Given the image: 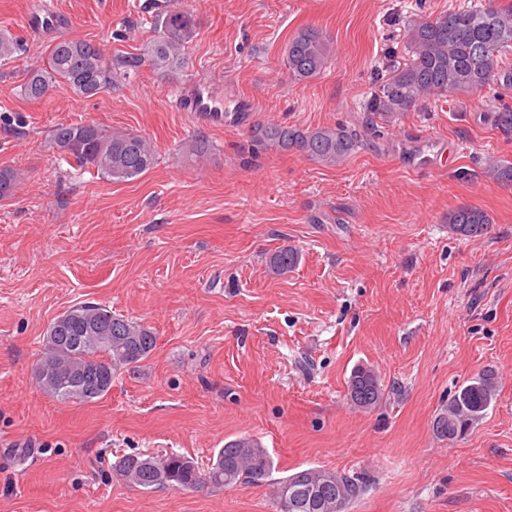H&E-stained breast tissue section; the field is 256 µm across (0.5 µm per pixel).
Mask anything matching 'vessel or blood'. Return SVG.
<instances>
[{
    "label": "vessel or blood",
    "mask_w": 512,
    "mask_h": 512,
    "mask_svg": "<svg viewBox=\"0 0 512 512\" xmlns=\"http://www.w3.org/2000/svg\"><path fill=\"white\" fill-rule=\"evenodd\" d=\"M175 106L179 111L192 113L198 120L218 127L255 109L254 104L246 100L235 102L232 109H225L223 92L207 80H198L182 87Z\"/></svg>",
    "instance_id": "vessel-or-blood-1"
}]
</instances>
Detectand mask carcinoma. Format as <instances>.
I'll return each instance as SVG.
<instances>
[{
    "instance_id": "obj_1",
    "label": "carcinoma",
    "mask_w": 512,
    "mask_h": 512,
    "mask_svg": "<svg viewBox=\"0 0 512 512\" xmlns=\"http://www.w3.org/2000/svg\"><path fill=\"white\" fill-rule=\"evenodd\" d=\"M155 37L142 51L109 53L91 40H61L47 48L43 64L29 69L22 91L30 100H41L54 90H71L91 98L112 91L121 82L149 67L164 76L183 67L185 50L195 34L193 16L170 8L154 16ZM413 52L410 63L391 71L369 103L372 112L395 115L417 103L459 92H477L494 79L512 85V71L502 68V53L512 46V6L450 11L423 19L409 29ZM21 50L20 42L0 32V60ZM330 53L328 41L314 29L303 28L288 41L284 66L288 77L302 82L320 75ZM54 144L79 168H93L113 182L138 178L156 164L150 139L129 130L108 131L94 123H59L52 129ZM253 142L277 152L304 154L325 166H336L360 146L357 134L338 125L303 129L282 124H259ZM186 157L201 161L211 154L209 140L197 134L185 145ZM19 173L0 168V200L8 199ZM490 216L476 207L448 213V229L462 239L487 234ZM296 248L283 246L269 256L270 271L285 276L299 263ZM152 329L115 314L100 303L83 302L70 307L48 326L35 376L41 389L63 402H92L112 388L117 371H136L155 349ZM383 389L368 367L355 369L348 380L347 398L359 409L371 410L383 399ZM497 396L494 372L486 370L458 389L434 421L433 430L450 442L466 434ZM116 468L126 482L141 489L195 488L208 482L215 487L240 483L262 484L274 470V460L251 436L224 443L207 467L179 454L164 457L127 455ZM364 474L307 468L301 481L273 483L279 512H347L364 493ZM319 489L309 498V488Z\"/></svg>"
}]
</instances>
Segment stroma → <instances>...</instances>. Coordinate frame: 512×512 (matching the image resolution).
I'll use <instances>...</instances> for the list:
<instances>
[{
  "mask_svg": "<svg viewBox=\"0 0 512 512\" xmlns=\"http://www.w3.org/2000/svg\"><path fill=\"white\" fill-rule=\"evenodd\" d=\"M58 24L34 36L38 0H0V29L23 42L0 60V512H276L264 484L143 490L115 468L127 454L178 453L207 466L246 434L272 476L304 468L369 476L347 512H512V86L432 99L384 117L365 101L406 63L413 22L512 0H170L196 19L183 68L142 69L92 98L23 97L28 69L58 39L136 52L154 37L152 0H54ZM314 28L332 50L314 79L283 65ZM220 83L255 110L214 127L178 111L180 86ZM148 136L157 164L113 183L72 167L59 123ZM341 124L361 145L326 167L256 146L254 124ZM208 138L204 163L178 152ZM492 219L464 240L450 211ZM301 254L287 276L268 258ZM81 302L149 325L138 372H118L89 403L43 393L34 368L49 324ZM367 366L384 389L361 410L347 381ZM494 371L498 396L461 439L433 423L459 386ZM300 255L296 248L283 246L269 256L270 271L276 276H286L299 263Z\"/></svg>",
  "mask_w": 512,
  "mask_h": 512,
  "instance_id": "obj_1",
  "label": "stroma"
}]
</instances>
